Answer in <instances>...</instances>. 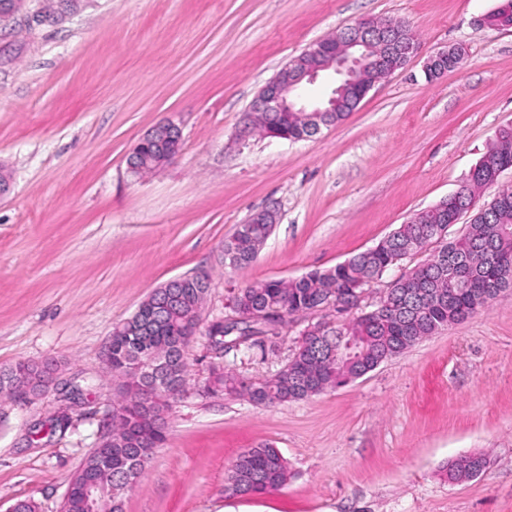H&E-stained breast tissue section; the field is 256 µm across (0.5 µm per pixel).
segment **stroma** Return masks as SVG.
Returning a JSON list of instances; mask_svg holds the SVG:
<instances>
[{
    "label": "stroma",
    "mask_w": 512,
    "mask_h": 512,
    "mask_svg": "<svg viewBox=\"0 0 512 512\" xmlns=\"http://www.w3.org/2000/svg\"><path fill=\"white\" fill-rule=\"evenodd\" d=\"M500 0H83L63 22L0 29V368L57 361L58 385L25 405L0 396V512L19 499L60 512L71 475L115 404L102 353L113 327L166 281L208 274L190 380L124 512H512V288L465 321L336 389L284 404L210 395L208 329L246 284L328 269L376 246L456 191L512 124V27L486 24ZM368 19L409 25L418 53L359 108L318 134L262 135L246 115L294 56ZM463 46L461 71L427 81L426 58ZM181 148L141 177L128 157L158 122ZM277 212L256 259L234 270L224 242ZM276 349L225 364L278 372L308 325ZM67 411L71 425L48 419ZM277 448L291 477L230 497L247 448ZM484 455L478 477L443 468Z\"/></svg>",
    "instance_id": "1"
}]
</instances>
